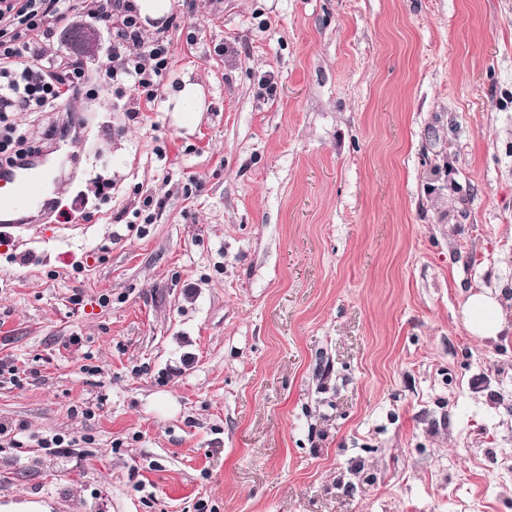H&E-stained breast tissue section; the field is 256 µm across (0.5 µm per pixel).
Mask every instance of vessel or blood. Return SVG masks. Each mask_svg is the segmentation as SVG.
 Wrapping results in <instances>:
<instances>
[{"label":"vessel or blood","instance_id":"b4317fda","mask_svg":"<svg viewBox=\"0 0 512 512\" xmlns=\"http://www.w3.org/2000/svg\"><path fill=\"white\" fill-rule=\"evenodd\" d=\"M49 178L39 156L0 165V227L37 224L52 216L50 201L42 197Z\"/></svg>","mask_w":512,"mask_h":512}]
</instances>
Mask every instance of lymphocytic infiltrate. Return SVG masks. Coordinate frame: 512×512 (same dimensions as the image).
I'll list each match as a JSON object with an SVG mask.
<instances>
[{"label": "lymphocytic infiltrate", "instance_id": "obj_1", "mask_svg": "<svg viewBox=\"0 0 512 512\" xmlns=\"http://www.w3.org/2000/svg\"><path fill=\"white\" fill-rule=\"evenodd\" d=\"M110 29L116 64L102 79L117 97H131L132 112L162 97L173 44L168 27L143 38L132 0H0V124L12 112H56L68 95L85 88L80 63L52 60L44 47L74 12Z\"/></svg>", "mask_w": 512, "mask_h": 512}]
</instances>
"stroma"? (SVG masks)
I'll return each instance as SVG.
<instances>
[{
    "label": "stroma",
    "mask_w": 512,
    "mask_h": 512,
    "mask_svg": "<svg viewBox=\"0 0 512 512\" xmlns=\"http://www.w3.org/2000/svg\"><path fill=\"white\" fill-rule=\"evenodd\" d=\"M172 14L206 110L69 96L58 219L0 239V505L512 512V329L462 314L512 309V0ZM462 312L469 331L483 339H497L499 334L508 327L503 305L490 293L471 294Z\"/></svg>",
    "instance_id": "35a3bbf8"
}]
</instances>
